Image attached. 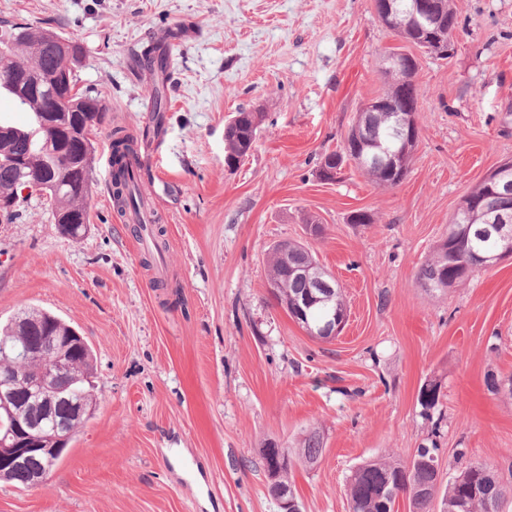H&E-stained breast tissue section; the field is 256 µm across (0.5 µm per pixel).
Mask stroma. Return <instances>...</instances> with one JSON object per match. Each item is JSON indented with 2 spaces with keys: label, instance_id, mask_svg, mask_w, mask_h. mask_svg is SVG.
Here are the masks:
<instances>
[{
  "label": "stroma",
  "instance_id": "35a3bbf8",
  "mask_svg": "<svg viewBox=\"0 0 512 512\" xmlns=\"http://www.w3.org/2000/svg\"><path fill=\"white\" fill-rule=\"evenodd\" d=\"M453 5L443 59L411 49L372 0H0L1 21L79 42L78 86L109 107L85 234L63 235L37 195L0 224V322L35 307L77 328L97 398L47 481H0V512H281L259 450L297 448L312 428L324 449L292 471L301 512H349L359 464L406 462L433 442L443 485L471 464L512 465V256L440 292L417 277L464 195L512 160V0ZM183 22L198 36L171 53L149 164L166 242L154 267L108 198L105 153L113 127L135 135L151 121L134 51ZM392 48L418 60L406 176L378 186L349 163L321 179ZM242 109L262 120L231 169L224 127ZM358 211L372 223H351ZM282 241L308 246L343 289L336 338L313 339L273 297ZM430 380L442 384L437 428L418 402Z\"/></svg>",
  "mask_w": 512,
  "mask_h": 512
}]
</instances>
